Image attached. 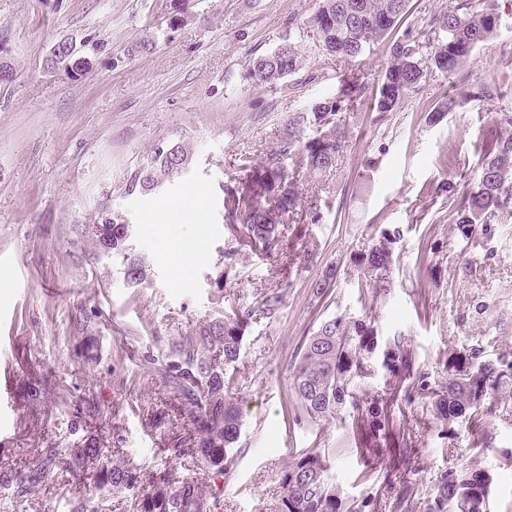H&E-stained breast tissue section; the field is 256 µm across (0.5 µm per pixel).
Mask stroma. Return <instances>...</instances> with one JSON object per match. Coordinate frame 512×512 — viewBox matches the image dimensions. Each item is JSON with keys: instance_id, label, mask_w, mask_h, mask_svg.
Returning a JSON list of instances; mask_svg holds the SVG:
<instances>
[{"instance_id": "35a3bbf8", "label": "stroma", "mask_w": 512, "mask_h": 512, "mask_svg": "<svg viewBox=\"0 0 512 512\" xmlns=\"http://www.w3.org/2000/svg\"><path fill=\"white\" fill-rule=\"evenodd\" d=\"M452 0H409L393 35L424 38ZM174 0H0V376L18 383L14 410L0 417V465L22 472L41 449L95 439L108 458L153 471L172 462L168 419L177 403L162 373L144 377L146 359L165 363L167 341L195 334L216 308L256 307L261 292L284 290L276 318L254 316L242 344L238 392L243 426L233 464L210 494L211 512H264L289 461L320 449L342 496L367 499L366 512H394L402 497L427 512L437 475L479 470L491 478L486 512H512V380L471 420H436L427 388L446 382L450 357L479 351L512 364V218L459 240L451 214L473 185L481 148L512 113V8L499 10L496 37L454 75L429 73L397 110L373 108L372 89L389 62L381 42L360 59L327 54L303 31L319 0H191V20L171 24ZM150 51L128 55L137 41ZM61 41L93 66L74 78L48 69ZM294 43L302 64L275 87L246 78L252 59ZM365 85L346 116L348 147L320 178L299 174L317 193L319 223L295 214L290 255L245 242L231 269L220 252L230 232L224 186L266 159L289 114ZM493 97L435 114L439 101L470 84ZM192 161L160 189L130 195L127 183L172 143ZM197 212L188 228L185 215ZM117 217L129 226L132 255L151 269L128 284L122 260L100 256L82 228ZM400 231L385 293L355 285L354 253L367 231ZM202 242L206 257L174 264V244ZM338 275L322 300L310 284ZM223 288H216L218 274ZM376 316L378 342L404 337L414 366L398 388L389 374L358 381L377 396L413 448L410 473L397 446L368 465L350 418L307 420L291 382L303 336L335 315ZM95 416L79 413L85 399ZM98 512H132V495L53 476L24 497L0 483V512H75L84 496Z\"/></svg>"}]
</instances>
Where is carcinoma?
<instances>
[{
	"label": "carcinoma",
	"instance_id": "1",
	"mask_svg": "<svg viewBox=\"0 0 512 512\" xmlns=\"http://www.w3.org/2000/svg\"><path fill=\"white\" fill-rule=\"evenodd\" d=\"M408 0H320L307 20V27L324 49L339 58L356 60L375 44L388 38L407 13ZM499 14L482 8L477 0H455L454 6L439 15L437 27L427 44L404 37L389 44L390 65L373 92L376 111L384 114L398 108L409 92L436 69L454 74L475 52L496 35ZM300 65L294 47L285 45L251 61L246 78L272 87ZM365 87L349 84L338 96L315 103L305 112H295L283 125L277 148L264 164L254 167L235 186L226 187L228 205L224 221L233 230V239L222 250L232 262L238 252V238L254 241L268 253L282 247L281 227L301 206L295 173L285 160L316 176L332 169L346 149L347 129L342 113L344 102H353ZM487 84H473L457 96L436 106V113L453 112L463 102L491 96ZM191 161V152L182 142L159 151L150 165L126 186L130 194L151 192L157 184L173 178ZM512 214V135L492 138L484 153L476 181L463 195L453 224L464 242L475 239L502 214ZM97 250L108 246L124 260L125 277L136 276L144 283L148 266L128 254V237L114 234L105 240L90 229ZM397 240L396 232L382 230L367 235L358 257L357 287L379 292L391 286L390 273ZM284 297L280 288L261 293L258 310L215 312L196 336L174 337L168 342L165 375L178 400L177 414L183 425L173 432L171 448L175 460L198 459L210 480L224 476L233 445L242 427L238 406L235 363L239 360L245 331L255 312L271 319ZM377 331L372 317L333 316L323 320L306 337L294 358L292 382L300 409L313 422L335 417L349 406L357 413L355 422L364 423L374 438H387L390 418L378 404L356 393L357 382L372 375V353ZM412 353L404 339L388 341L382 367L410 370ZM448 384L433 390L431 401L436 419L448 421L472 416L484 406L491 391L504 377L496 364L474 357L448 360ZM61 471L82 483L94 481L99 487L137 493L133 512H211L203 483L173 468L153 474L128 460H108L102 448L84 441L62 454L49 448L33 468L10 478L20 495H28L45 479ZM280 494L268 512H365L367 499H349L331 482L320 452L302 454L280 473ZM489 478L467 469H451L434 484L428 512H486Z\"/></svg>",
	"mask_w": 512,
	"mask_h": 512
}]
</instances>
